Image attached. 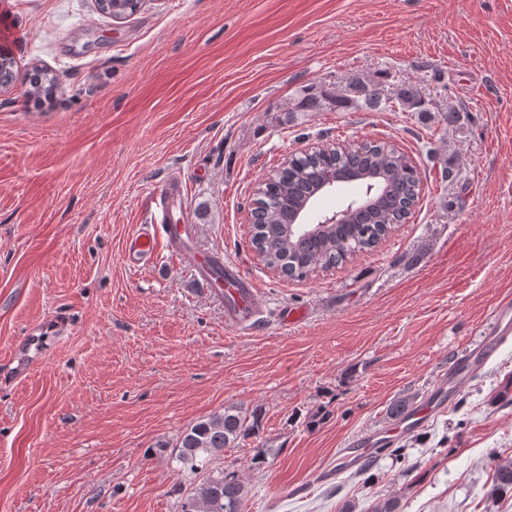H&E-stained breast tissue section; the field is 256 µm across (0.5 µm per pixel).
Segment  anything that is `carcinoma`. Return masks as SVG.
Instances as JSON below:
<instances>
[{
  "label": "carcinoma",
  "instance_id": "1",
  "mask_svg": "<svg viewBox=\"0 0 512 512\" xmlns=\"http://www.w3.org/2000/svg\"><path fill=\"white\" fill-rule=\"evenodd\" d=\"M141 0H104L98 10L113 18L124 19L134 14ZM380 100L376 89L364 81L351 82L333 96L306 94L286 108L288 115L330 105L366 107ZM392 103L402 112H427L429 103L410 86L402 85ZM370 169L360 178L346 180L340 186H353L355 196H362L366 184L376 181L392 188L380 210L357 224H339L324 229V241L303 242L289 227L298 189L313 187L320 174L336 173L345 165L343 153L300 156L276 171L270 182L255 190L253 204L262 211L264 222L252 227L251 246L270 269L302 279L318 269L343 265L351 259L345 244L364 251L376 247L405 219L406 205L420 195V177L409 157L398 149L373 142L363 148ZM261 410L244 411L226 406L187 426L177 438L176 461L179 470L189 478V488L181 500L180 512H244L247 488L237 472L213 469V460L227 448H239L259 432ZM495 485L512 490V461L498 464Z\"/></svg>",
  "mask_w": 512,
  "mask_h": 512
}]
</instances>
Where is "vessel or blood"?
<instances>
[{
  "mask_svg": "<svg viewBox=\"0 0 512 512\" xmlns=\"http://www.w3.org/2000/svg\"><path fill=\"white\" fill-rule=\"evenodd\" d=\"M185 197V184L178 177H172L161 184L153 200L162 213L159 223V236L140 233L125 243L128 264L144 267L156 258V240L164 238L173 258L192 266L198 280L215 297H230L234 303L228 312L229 325L247 330L260 324L261 313L256 302L258 286L252 282L238 266L225 264L222 256L205 253L197 249L193 242V226L190 215L182 213L181 205ZM487 339L476 352L470 353L457 368L458 379H466L479 365L488 362L499 347L512 337V299L504 298L496 306L486 325ZM445 395H437L416 407L402 418L404 428H414L432 412L441 408Z\"/></svg>",
  "mask_w": 512,
  "mask_h": 512,
  "instance_id": "b4317fda",
  "label": "vessel or blood"
}]
</instances>
